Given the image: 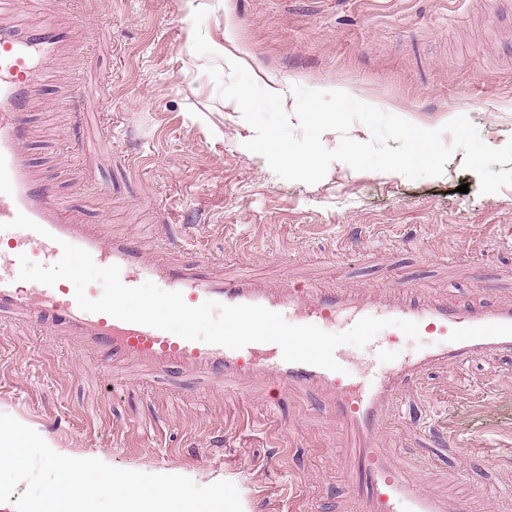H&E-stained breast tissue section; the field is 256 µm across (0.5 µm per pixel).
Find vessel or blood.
Masks as SVG:
<instances>
[{"mask_svg": "<svg viewBox=\"0 0 512 512\" xmlns=\"http://www.w3.org/2000/svg\"><path fill=\"white\" fill-rule=\"evenodd\" d=\"M71 38V32L52 26L31 31L20 20L0 26V311L15 312L49 331L81 339L107 373L113 355L119 353L157 370L188 367L227 385L250 374L271 378L283 390L321 391L347 435L346 454L356 474L352 493L359 512H446L438 499L409 482L375 441L386 425L398 386L429 364L512 352V305L458 309L444 300L417 296L382 302L355 291L272 286L245 272L213 278L196 266L177 268L162 257L146 256L127 240L104 236L99 225L66 219L49 183L30 177L24 151L28 127L22 114L47 70L48 58ZM20 212L39 224V231L10 228ZM64 241L87 250L98 265L119 266L126 286L158 281L181 292L192 307L207 300L256 304L280 313L289 323L313 324L327 332L335 331L344 319H408L417 322L433 342L423 353L391 368L385 365L382 349H375L371 366L364 371L347 370L348 359L338 350L334 357L341 369L334 372L284 361L274 343L232 350L187 341L105 313L83 311L63 284L24 286L18 278L20 256L52 265L59 260Z\"/></svg>", "mask_w": 512, "mask_h": 512, "instance_id": "obj_1", "label": "vessel or blood"}]
</instances>
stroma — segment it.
Listing matches in <instances>:
<instances>
[{
	"instance_id": "obj_1",
	"label": "stroma",
	"mask_w": 512,
	"mask_h": 512,
	"mask_svg": "<svg viewBox=\"0 0 512 512\" xmlns=\"http://www.w3.org/2000/svg\"><path fill=\"white\" fill-rule=\"evenodd\" d=\"M75 43L32 99L25 143L70 216L175 265L245 267L291 284L406 286L459 308L512 305V187L480 194L456 152L438 177L335 161L286 181L209 65L280 93L342 90L437 128L470 117L512 140V0H57ZM468 193H460V185ZM0 413L62 455L234 483L244 512H357L347 436L321 393L262 377L204 385L120 358L107 376L73 338L9 314ZM380 445L448 512H512V356L434 364L401 388Z\"/></svg>"
}]
</instances>
